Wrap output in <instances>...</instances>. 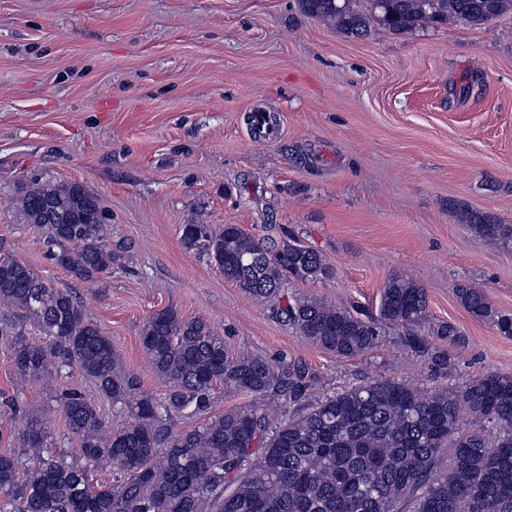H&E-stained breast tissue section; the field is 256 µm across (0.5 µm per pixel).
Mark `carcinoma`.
Returning <instances> with one entry per match:
<instances>
[{
	"mask_svg": "<svg viewBox=\"0 0 512 512\" xmlns=\"http://www.w3.org/2000/svg\"><path fill=\"white\" fill-rule=\"evenodd\" d=\"M298 4L309 16L357 37L373 20L400 32L450 17L478 26L512 11V0ZM20 204L26 223L47 229L51 260L73 277L92 281L112 268L116 255L106 239L105 214L80 186L35 182L23 188ZM458 219L485 241L512 249V224L465 205L458 207ZM182 239L264 303L278 300L291 280L331 275L318 251L282 227L270 225L259 237L236 224H186ZM456 297L472 317L512 336V318L493 309L484 289L459 287ZM0 308L17 316L0 325V336L10 337L9 364L17 378L42 380L75 366L129 416L114 428L82 392L64 393L62 409L79 439L80 456L107 463L120 479L95 485L85 464L44 456L47 434L33 417L19 438L28 458L0 451V512H401L405 504L408 512H512L511 375L482 373L437 391L380 378L310 401L301 364L230 356L208 323L164 308L148 318L141 333L144 352L168 384L158 400L137 392L112 340L68 290L5 253ZM280 316L342 359L367 355L383 328L400 326L437 375L451 366L442 343L462 340L450 323L422 335L426 289L399 274L382 288L376 314L303 295L280 308ZM24 322L33 323L42 339H28ZM217 382L251 402L203 426L173 428V414L208 409ZM463 414L491 423L495 433L461 429ZM446 448L452 454L443 470Z\"/></svg>",
	"mask_w": 512,
	"mask_h": 512,
	"instance_id": "cac0c4a2",
	"label": "carcinoma"
}]
</instances>
